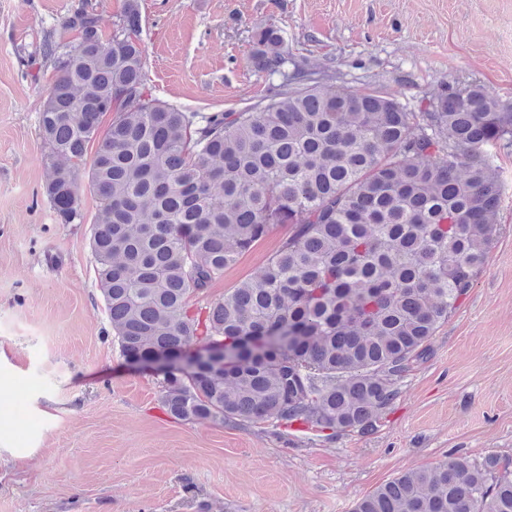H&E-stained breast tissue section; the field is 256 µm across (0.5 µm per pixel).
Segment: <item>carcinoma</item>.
<instances>
[{
  "label": "carcinoma",
  "mask_w": 512,
  "mask_h": 512,
  "mask_svg": "<svg viewBox=\"0 0 512 512\" xmlns=\"http://www.w3.org/2000/svg\"><path fill=\"white\" fill-rule=\"evenodd\" d=\"M63 28L76 38L48 34L38 52L54 70L39 117L45 190L56 218L79 224L87 173L97 282L125 361L221 343L220 357L157 374L171 417L373 430L493 242L488 148L512 146V103L467 83L414 110L339 89L324 67L296 83L270 24L250 56L282 77L269 101L184 112L146 93L137 0L108 35L87 4ZM280 224L288 234L259 275L196 302ZM354 512H512V463L450 457Z\"/></svg>",
  "instance_id": "cac0c4a2"
}]
</instances>
